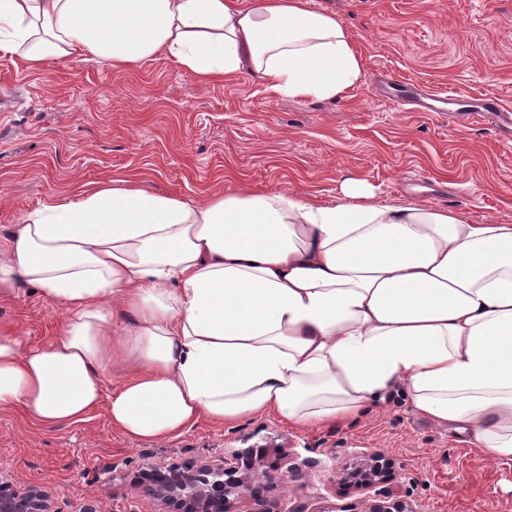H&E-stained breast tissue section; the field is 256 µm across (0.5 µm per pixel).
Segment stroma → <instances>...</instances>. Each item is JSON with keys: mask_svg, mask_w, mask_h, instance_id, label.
I'll return each mask as SVG.
<instances>
[{"mask_svg": "<svg viewBox=\"0 0 512 512\" xmlns=\"http://www.w3.org/2000/svg\"><path fill=\"white\" fill-rule=\"evenodd\" d=\"M336 14L363 59L358 86L336 100L292 99L245 73L206 83L159 57L131 69L74 59L28 68L0 54V238L49 199L110 181L196 202L276 191L335 201L366 180L379 203L411 202L476 224L512 223V137L490 126L415 112L385 94L390 82L512 107V0H312ZM63 317L35 288L0 299V335L42 346ZM242 448L312 461L304 480L268 487L307 512H351L369 498L340 482L374 455L386 486L418 512H512V460L484 455L414 412L402 388L370 412L311 427L276 415L224 425L200 421L161 440L134 439L104 411L46 427L0 410V479L48 495L54 512H170L143 490L142 471L203 463Z\"/></svg>", "mask_w": 512, "mask_h": 512, "instance_id": "35a3bbf8", "label": "stroma"}]
</instances>
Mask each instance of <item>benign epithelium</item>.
<instances>
[{"mask_svg":"<svg viewBox=\"0 0 512 512\" xmlns=\"http://www.w3.org/2000/svg\"><path fill=\"white\" fill-rule=\"evenodd\" d=\"M364 488L376 489L381 500L371 503L361 512H419L409 506L400 492L388 487H379L382 480L377 477L378 466L372 458L361 462ZM310 463L303 461L286 467V471L265 470L252 462L249 455L236 453L222 456L200 466L188 465L175 485L160 487L154 484L146 488V493L165 501L177 500L188 505V512H284L274 503L268 508L254 511L250 509L253 494L252 483L263 480L274 485L286 478L303 479ZM0 512H50L46 501L31 491L20 492L3 485L0 481Z\"/></svg>","mask_w":512,"mask_h":512,"instance_id":"1","label":"benign epithelium"}]
</instances>
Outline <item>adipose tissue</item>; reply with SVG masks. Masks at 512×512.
I'll list each match as a JSON object with an SVG mask.
<instances>
[{"label": "adipose tissue", "mask_w": 512, "mask_h": 512, "mask_svg": "<svg viewBox=\"0 0 512 512\" xmlns=\"http://www.w3.org/2000/svg\"><path fill=\"white\" fill-rule=\"evenodd\" d=\"M0 53L43 67L162 56L295 99L362 78L344 24L306 0H0ZM26 286L64 318L44 347L0 336V410L44 426L101 409L137 439L267 413L309 427L400 386L418 414L512 459V224L381 204L361 179L333 202L103 183L0 238V297Z\"/></svg>", "instance_id": "ef3b65f1"}]
</instances>
